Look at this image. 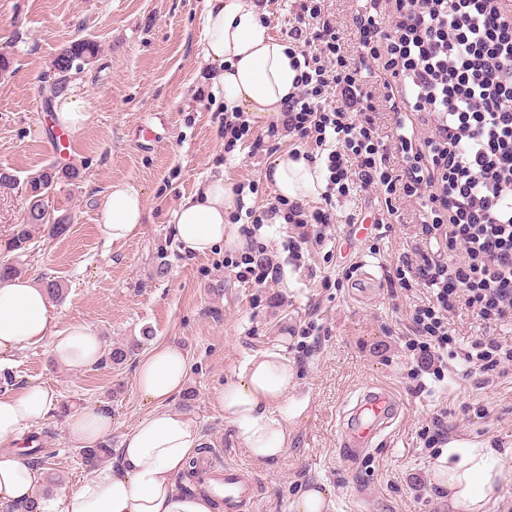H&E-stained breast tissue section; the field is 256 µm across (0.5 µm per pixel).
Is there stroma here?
Segmentation results:
<instances>
[{
    "label": "stroma",
    "instance_id": "35a3bbf8",
    "mask_svg": "<svg viewBox=\"0 0 512 512\" xmlns=\"http://www.w3.org/2000/svg\"><path fill=\"white\" fill-rule=\"evenodd\" d=\"M205 0H0V53L11 61L0 74V167L18 181L47 164L74 167L76 179L59 180L50 197L55 216L70 229L52 238L35 231L34 244L21 258L32 280L50 277L66 290L56 303V330L80 323L102 336L105 347L129 342L150 329L143 350L161 343L181 347L188 358L187 391L172 409L199 424L203 444L225 466L238 468L257 487L255 512H288L302 489L316 485L334 503L333 512H449L448 499L432 482V460L420 437L435 407L448 410L450 435L505 451L512 468V375L484 385L481 374L466 376V363L449 360L443 380L425 376L417 391L411 375L416 361L398 338L414 305L427 290L391 296L388 288L359 299L351 282L322 287L341 267L375 264L386 276L399 256L415 244L417 205L397 201L388 214L384 199L363 205L359 191L336 194L335 244L310 252L295 266L283 225L268 224L261 239L277 256L278 284L257 290L238 283L224 269V253L196 254L182 249L172 232L173 213L215 175L237 184L256 181L250 206L264 204L277 189L265 173L274 157L251 156L247 145L224 151L217 116L224 93L198 100L211 68L201 55ZM78 38L95 40L97 62L75 75L72 93L84 98L88 119L74 132L71 160L53 159L49 147L58 128L55 102L42 86L59 49ZM122 182L145 200L141 233L109 244L97 212L109 187ZM362 212L384 220L387 232L352 234L350 215ZM168 265L158 275L159 262ZM312 318L319 343L299 353L289 330ZM450 328L459 348L487 334L512 343V321L484 324L460 311ZM273 345L295 360L297 395L307 397L305 415L289 424V445L277 460L259 464L237 441L216 402L225 383L245 358ZM135 361L113 366L101 361L81 371L56 364L48 347L25 349L14 357L11 383L0 380L1 395L18 394L29 384L50 388L71 411L98 404L112 414V445L151 411L140 396ZM391 390L403 413L385 440L350 461L338 455L336 425L346 401L365 387ZM488 409L487 417L476 414ZM41 450L37 469L59 477L56 491L89 477L79 449L67 440L66 418L51 417L33 427Z\"/></svg>",
    "mask_w": 512,
    "mask_h": 512
}]
</instances>
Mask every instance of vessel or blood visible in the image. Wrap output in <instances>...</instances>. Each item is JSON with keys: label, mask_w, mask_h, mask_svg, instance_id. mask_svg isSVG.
<instances>
[{"label": "vessel or blood", "mask_w": 512, "mask_h": 512, "mask_svg": "<svg viewBox=\"0 0 512 512\" xmlns=\"http://www.w3.org/2000/svg\"><path fill=\"white\" fill-rule=\"evenodd\" d=\"M399 399L389 390L372 387L358 394L353 408L343 411L338 422L339 457L348 460L365 453L396 424ZM199 471L212 491L222 497L224 512H243L255 505L252 481L232 468L217 467L209 459L199 461Z\"/></svg>", "instance_id": "b4317fda"}]
</instances>
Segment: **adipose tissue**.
<instances>
[{
	"instance_id": "adipose-tissue-1",
	"label": "adipose tissue",
	"mask_w": 512,
	"mask_h": 512,
	"mask_svg": "<svg viewBox=\"0 0 512 512\" xmlns=\"http://www.w3.org/2000/svg\"><path fill=\"white\" fill-rule=\"evenodd\" d=\"M259 0H206L201 44L205 61L220 66L224 108L248 113L252 122L280 123L284 102L294 90L297 72L288 47L269 36L262 23ZM284 198L302 200L317 195L322 177L305 160L278 159L270 175ZM237 196L223 178L210 180L196 198L174 213L173 232L185 250L208 253L214 248L238 249L243 241L237 225L228 221ZM144 199L125 183L112 184L100 204L99 222L110 242L123 243L140 232ZM54 305L43 288L14 278L0 283V370L26 348L49 346L53 360L71 370L96 364L104 340L86 325L54 329ZM188 363L172 344H158L142 357L137 386L156 411L146 414L123 437L112 463L96 469L75 488L43 497V481L20 454H0V512L35 502L37 512H214L211 497L182 491L179 478L202 443L199 425L185 413L168 409L181 393ZM296 364L276 345L248 356L218 397L225 421L252 458L268 462L288 446V425L302 418L308 402L296 398ZM60 406L58 395L41 385H28L14 396H0V442L18 436ZM112 434V417L102 407L89 406L71 415L67 437L74 447L88 448ZM434 482L448 493L454 512H486L499 489L512 482V470L502 454L454 440L433 464Z\"/></svg>"
}]
</instances>
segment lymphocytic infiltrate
I'll use <instances>...</instances> for the list:
<instances>
[{
	"label": "lymphocytic infiltrate",
	"mask_w": 512,
	"mask_h": 512,
	"mask_svg": "<svg viewBox=\"0 0 512 512\" xmlns=\"http://www.w3.org/2000/svg\"><path fill=\"white\" fill-rule=\"evenodd\" d=\"M353 17L359 54L343 51V27L327 0H296L288 37L300 55L297 91L281 126L251 136L247 115L221 118L224 150L248 142L251 155L271 154L273 137L295 138L301 156L324 163L323 203L276 195L232 214L246 246L224 268L237 282L266 288L280 268L257 235L280 222L287 250L331 236L335 189L383 188L419 207L416 247L387 272L390 290L423 288L401 333L418 371L439 374L455 338L450 320L468 310L484 321L512 319V0H366ZM377 85H369V77ZM390 114L384 142L376 120ZM400 175L389 172L392 160ZM468 373L512 367V344L478 338L463 353Z\"/></svg>",
	"instance_id": "f902f5d3"
}]
</instances>
